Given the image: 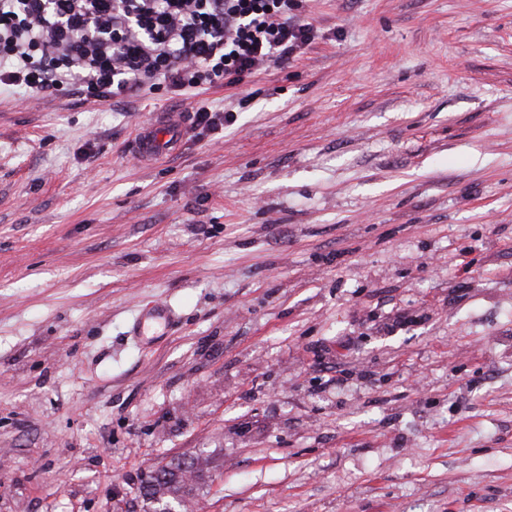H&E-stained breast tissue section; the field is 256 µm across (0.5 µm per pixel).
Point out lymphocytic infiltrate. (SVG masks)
I'll use <instances>...</instances> for the list:
<instances>
[{
	"label": "lymphocytic infiltrate",
	"instance_id": "1",
	"mask_svg": "<svg viewBox=\"0 0 512 512\" xmlns=\"http://www.w3.org/2000/svg\"><path fill=\"white\" fill-rule=\"evenodd\" d=\"M303 0H0V92L122 105L240 87L312 43Z\"/></svg>",
	"mask_w": 512,
	"mask_h": 512
}]
</instances>
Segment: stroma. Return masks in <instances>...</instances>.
Returning a JSON list of instances; mask_svg holds the SVG:
<instances>
[{
    "instance_id": "stroma-1",
    "label": "stroma",
    "mask_w": 512,
    "mask_h": 512,
    "mask_svg": "<svg viewBox=\"0 0 512 512\" xmlns=\"http://www.w3.org/2000/svg\"><path fill=\"white\" fill-rule=\"evenodd\" d=\"M300 17L215 131L0 95V512H512V0ZM181 127L180 120L175 119L173 116L161 123L144 125L135 138V148L141 160L157 158L164 151L172 149L177 139L175 133ZM185 462L178 461L177 463H171L170 465L161 467L159 469L151 470L146 475L145 479L142 482V485L140 487V492L143 495L146 500H149L150 502L155 501V495H157L159 492L165 490L171 494H179L184 492L182 491V486L177 484H171L169 483L168 477L173 475V470L180 468L182 464ZM176 498L169 495L162 498V502L156 504L155 502V512H161L158 511V509L163 510L162 507L167 502H173Z\"/></svg>"
}]
</instances>
